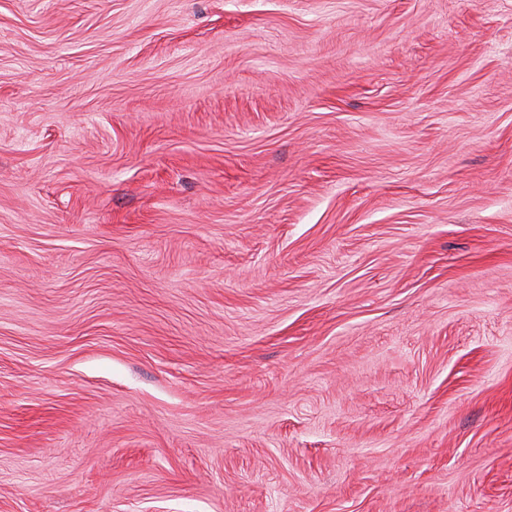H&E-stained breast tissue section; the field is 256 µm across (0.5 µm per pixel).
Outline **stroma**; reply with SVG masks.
<instances>
[{
	"label": "stroma",
	"instance_id": "35a3bbf8",
	"mask_svg": "<svg viewBox=\"0 0 512 512\" xmlns=\"http://www.w3.org/2000/svg\"><path fill=\"white\" fill-rule=\"evenodd\" d=\"M0 512H512V0H0Z\"/></svg>",
	"mask_w": 512,
	"mask_h": 512
}]
</instances>
